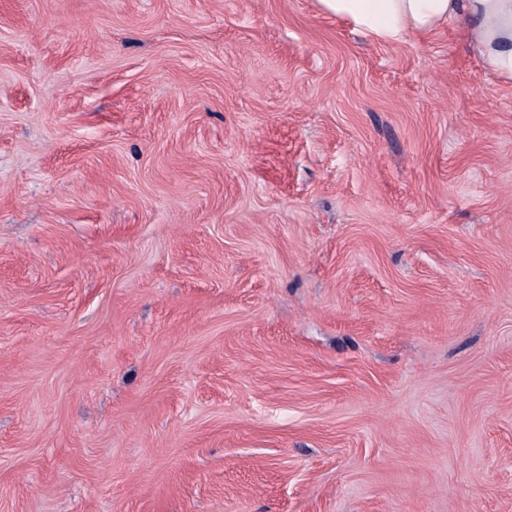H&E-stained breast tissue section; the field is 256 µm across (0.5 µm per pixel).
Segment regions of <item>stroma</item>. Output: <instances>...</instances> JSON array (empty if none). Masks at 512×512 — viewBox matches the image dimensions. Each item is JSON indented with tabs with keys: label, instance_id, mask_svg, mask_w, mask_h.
Returning a JSON list of instances; mask_svg holds the SVG:
<instances>
[{
	"label": "stroma",
	"instance_id": "obj_1",
	"mask_svg": "<svg viewBox=\"0 0 512 512\" xmlns=\"http://www.w3.org/2000/svg\"><path fill=\"white\" fill-rule=\"evenodd\" d=\"M464 27L0 0V512H512V81Z\"/></svg>",
	"mask_w": 512,
	"mask_h": 512
}]
</instances>
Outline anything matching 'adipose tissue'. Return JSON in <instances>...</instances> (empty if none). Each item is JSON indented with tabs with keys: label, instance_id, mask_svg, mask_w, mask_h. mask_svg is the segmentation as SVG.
I'll return each instance as SVG.
<instances>
[{
	"label": "adipose tissue",
	"instance_id": "1",
	"mask_svg": "<svg viewBox=\"0 0 512 512\" xmlns=\"http://www.w3.org/2000/svg\"><path fill=\"white\" fill-rule=\"evenodd\" d=\"M365 37L398 43L465 18L467 36L485 68L512 80V0H316Z\"/></svg>",
	"mask_w": 512,
	"mask_h": 512
}]
</instances>
